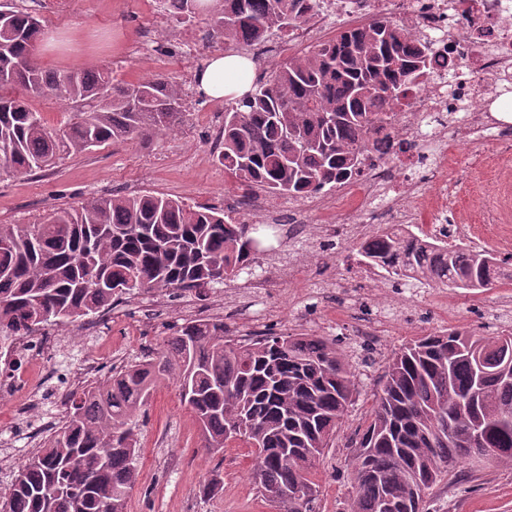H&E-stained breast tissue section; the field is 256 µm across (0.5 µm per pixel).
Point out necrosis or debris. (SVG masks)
<instances>
[{
  "instance_id": "1",
  "label": "necrosis or debris",
  "mask_w": 512,
  "mask_h": 512,
  "mask_svg": "<svg viewBox=\"0 0 512 512\" xmlns=\"http://www.w3.org/2000/svg\"><path fill=\"white\" fill-rule=\"evenodd\" d=\"M401 15L413 39L434 50L428 80L415 92L410 109L397 113L398 156L370 152L362 176L331 191L282 202L292 213L332 212L336 223L357 237L367 223L402 224L408 210L429 202L431 210L448 207L453 191L439 165L422 169L426 145L476 139L486 147L512 140V129L492 115L500 93L499 78L512 74V0H323L319 9L294 30L295 43L311 41L335 21L355 24L360 8ZM335 223V224H336Z\"/></svg>"
}]
</instances>
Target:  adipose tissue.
I'll return each instance as SVG.
<instances>
[{
  "mask_svg": "<svg viewBox=\"0 0 512 512\" xmlns=\"http://www.w3.org/2000/svg\"><path fill=\"white\" fill-rule=\"evenodd\" d=\"M251 61L238 55L217 54L211 57L207 67L197 75V89L213 99L239 97L247 92L253 82Z\"/></svg>",
  "mask_w": 512,
  "mask_h": 512,
  "instance_id": "adipose-tissue-1",
  "label": "adipose tissue"
}]
</instances>
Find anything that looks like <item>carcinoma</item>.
Returning a JSON list of instances; mask_svg holds the SVG:
<instances>
[{"instance_id": "carcinoma-1", "label": "carcinoma", "mask_w": 512, "mask_h": 512, "mask_svg": "<svg viewBox=\"0 0 512 512\" xmlns=\"http://www.w3.org/2000/svg\"><path fill=\"white\" fill-rule=\"evenodd\" d=\"M0 0V176L49 170L95 147L147 140L187 121L185 89L155 74L120 83L97 61L47 70L33 57L41 22ZM319 0H167L170 15L200 19L205 38L250 47L288 34ZM429 64L428 45L385 17L288 57L224 110V178L243 193L304 198L362 172L370 134L395 136L389 109L410 105ZM54 95L76 112L48 127L31 100ZM260 221L232 223L223 210L164 195L91 194L33 224H0V343L39 325L96 314L114 298L145 293L204 300L217 285L261 267ZM381 263L395 290L491 289L512 281V258L420 240L378 228L357 248ZM512 332L421 336L385 362L365 426L347 447L353 496L346 512H429L433 490L466 484L461 468L485 459L512 468ZM174 381L195 415L203 448L224 451L242 428L252 479L275 512H319L313 469L333 446L360 395V372L326 336L274 329L247 341L224 322L194 319L173 328L143 361L70 394L68 423L18 468L0 512H127L137 478V426L155 386Z\"/></svg>"}]
</instances>
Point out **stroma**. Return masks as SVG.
Instances as JSON below:
<instances>
[{"instance_id": "1", "label": "stroma", "mask_w": 512, "mask_h": 512, "mask_svg": "<svg viewBox=\"0 0 512 512\" xmlns=\"http://www.w3.org/2000/svg\"><path fill=\"white\" fill-rule=\"evenodd\" d=\"M23 5L46 24L34 56L40 65L55 70L100 60L117 79L127 82L159 72L182 79L189 65L207 62L224 51L223 44L207 45L206 25L200 21L187 25L172 19L166 28L155 29L152 0H65L58 10L49 0H24ZM149 38L175 44L178 50L167 56L144 54L141 45ZM186 90L189 119L178 132L148 142L133 140L96 148L36 175L0 177V224L34 221L92 193L151 192L189 204L231 208L239 191L225 183L224 171L214 162L211 149L224 115L217 112L216 100L199 96L195 84H187ZM434 151L447 154L446 176L456 190L449 221L490 236L488 214L495 203L491 184L506 173V164L478 144L450 142L435 146ZM265 220L279 224L281 238L261 260L264 275L278 276L292 260L303 266L304 274L262 301L246 293L241 279L221 288L225 301L236 305L241 317L254 323L257 331L272 327L292 335L338 336L344 353L358 359L364 338L341 316L336 290L355 291L365 285L372 290L368 303L374 316L387 324L384 335L372 344L373 362L363 370L361 394L345 417L334 447L326 450L316 466L320 512H341L351 495L343 475L349 456L344 441L369 417L385 359L412 340L446 327L485 335L512 331V283L485 291L447 289L448 313L443 316L432 306L429 289L408 288L399 294L385 281H366L357 261L356 242L346 232L335 234V247L323 252L312 237L300 240L291 235L288 212L273 211ZM124 304V316L110 335H85L79 321L64 325V342L56 358L38 367L36 414L16 417L14 406L22 402V395L0 398V492L9 487L19 466L44 439V426L56 411L58 394L81 390L83 382L76 373L86 358L109 366L151 357L162 343L166 325L194 314L208 318L215 313L210 299H180L159 311L135 297L125 298ZM136 320L147 322V331H127V324ZM138 442V476L129 493L128 512H272L250 477L249 446L238 441L220 454L203 451L196 419L175 383L166 381L155 387L139 422ZM464 471L468 492L448 484L435 488L434 498L442 512H512L511 469L485 462L465 466ZM215 472L223 478L224 490L203 496L202 485Z\"/></svg>"}]
</instances>
